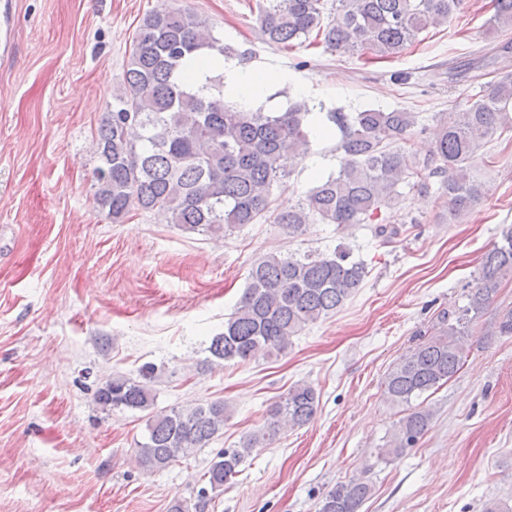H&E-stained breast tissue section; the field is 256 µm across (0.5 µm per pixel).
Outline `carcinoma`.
<instances>
[{
	"instance_id": "carcinoma-1",
	"label": "carcinoma",
	"mask_w": 512,
	"mask_h": 512,
	"mask_svg": "<svg viewBox=\"0 0 512 512\" xmlns=\"http://www.w3.org/2000/svg\"><path fill=\"white\" fill-rule=\"evenodd\" d=\"M464 0H269L259 14L266 40L282 47L315 35L334 53L396 55L412 45L420 32L448 24ZM488 24L496 31L512 29V0H494ZM232 55L213 34L208 20L175 9L146 14L137 26L123 73L124 91L107 103L93 138L97 165L92 171L96 208L114 224L134 212L157 213L185 232L231 233L257 224L269 212L274 187L285 184L290 164L310 151L311 125L305 101L284 112L243 110L224 101V75L197 80V71L214 54ZM327 122L339 134L338 173L329 175L304 199L277 214L276 223L291 236L306 232L319 220L347 230L395 209L404 183L426 192L439 179L450 224L468 214L489 189L474 172L480 150L495 136L512 133V75L479 84V90L457 102L434 129L435 150L419 158L402 147L417 125V113L405 109L336 110ZM374 236L389 243L400 234L397 224L380 223ZM367 274L350 252L307 253L300 257L270 252L251 268L244 293L214 337L208 351L220 362L246 363L288 353L291 339L336 312L361 286ZM512 280V226L481 258L477 286L467 304L442 313L427 337L390 369L384 392L392 404L409 407L432 394L461 369L464 338L482 316L501 285ZM158 367L146 364L137 380L116 374L98 389L102 409L148 412L146 441L137 444L142 462L164 469L171 462L205 448L224 434L231 413L222 399L188 409L157 411L150 382ZM319 395L302 382L288 389L267 412L263 425L235 448L217 453L205 472L218 495L224 484L258 448L276 440L287 426L301 427L316 416ZM430 409L419 406L397 422L385 457L413 448L428 430ZM372 483L340 482L320 501L318 512H361Z\"/></svg>"
}]
</instances>
